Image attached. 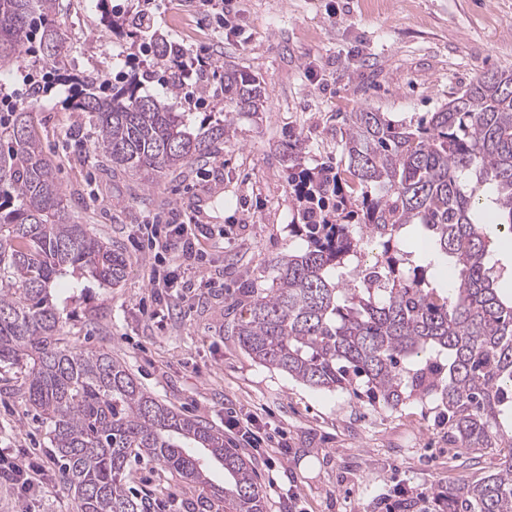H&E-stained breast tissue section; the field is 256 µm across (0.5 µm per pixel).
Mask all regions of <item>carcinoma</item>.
<instances>
[{"mask_svg":"<svg viewBox=\"0 0 512 512\" xmlns=\"http://www.w3.org/2000/svg\"><path fill=\"white\" fill-rule=\"evenodd\" d=\"M57 0H0V69L21 52L50 60L44 85L78 87L94 151L112 172L165 175L217 153L235 115L265 111L266 89L237 66L205 77L224 113L195 123L175 81L161 93L140 75L96 85L60 65ZM182 48L162 38L151 68L174 69ZM348 165L297 170L300 206L288 225L304 244L252 288L233 333L259 364L317 390H363L396 409L436 404L453 448H494L497 470L437 488L441 512H512V289L491 264L492 227L512 244V70L481 72L457 97L407 125L369 107L342 119ZM380 247L364 262L369 245ZM453 263L451 288L433 271ZM126 257L71 219L34 113L0 112V368L23 373L21 399L47 436L78 512H144L128 485L146 458L212 489L224 512H267L252 463L224 432L147 392L121 362L59 337L58 294L94 280L117 285ZM224 471V485L212 469Z\"/></svg>","mask_w":512,"mask_h":512,"instance_id":"1","label":"carcinoma"}]
</instances>
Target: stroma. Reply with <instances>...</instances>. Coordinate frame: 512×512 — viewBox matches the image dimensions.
I'll list each match as a JSON object with an SVG mask.
<instances>
[{
    "instance_id": "stroma-1",
    "label": "stroma",
    "mask_w": 512,
    "mask_h": 512,
    "mask_svg": "<svg viewBox=\"0 0 512 512\" xmlns=\"http://www.w3.org/2000/svg\"><path fill=\"white\" fill-rule=\"evenodd\" d=\"M150 28L209 61L262 77L265 112L238 115L218 154L153 187L95 159L89 120L43 98L35 125L71 200L70 212L128 260L113 287L89 282L68 304L62 340L77 351L106 352L158 400L223 429L231 414L257 413L261 443L233 438L250 456L267 512H396L414 498L489 474L495 453L473 460L448 445L431 403L397 410L342 390H316L252 360L232 333L245 288L298 246L288 226V145L303 138V167H343L341 115L370 107L414 121L464 90L477 72L512 67V0H224L223 15L198 0H156ZM67 68L110 83L140 69V42L103 22L93 0H60L56 16ZM159 233L183 225L200 238L191 262L166 254L173 283L151 286L153 254L142 225ZM22 378L0 390V448L42 464L48 487L21 497L0 481V512H77L58 478L44 428L18 397ZM130 481L155 512H222L209 488L179 484L146 461Z\"/></svg>"
}]
</instances>
